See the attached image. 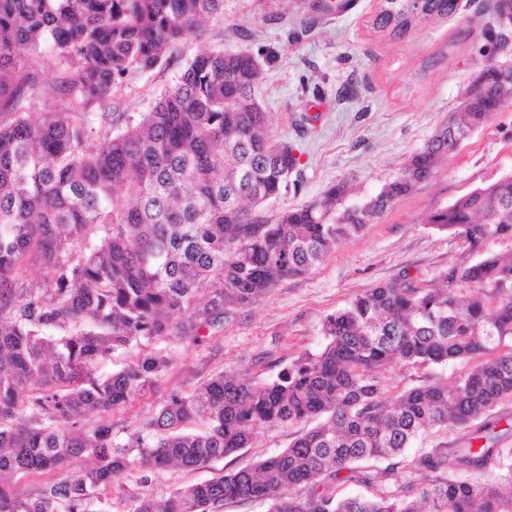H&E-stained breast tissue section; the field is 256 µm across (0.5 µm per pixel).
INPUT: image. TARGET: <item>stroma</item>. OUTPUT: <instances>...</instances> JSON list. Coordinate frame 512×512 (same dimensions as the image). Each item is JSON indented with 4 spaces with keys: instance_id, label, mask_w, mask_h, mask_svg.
Here are the masks:
<instances>
[{
    "instance_id": "1",
    "label": "stroma",
    "mask_w": 512,
    "mask_h": 512,
    "mask_svg": "<svg viewBox=\"0 0 512 512\" xmlns=\"http://www.w3.org/2000/svg\"><path fill=\"white\" fill-rule=\"evenodd\" d=\"M317 2L224 0L223 12L209 19L201 36L178 42L165 64L113 90L112 123L93 121L94 133L137 122L203 50L248 51L262 66L256 96L270 114L274 135L300 151L299 190L269 203L268 211L312 202L336 184L346 185L347 203H358L396 177L461 110L490 61L512 62V34L497 44L488 0H459L452 16L417 20L400 37L375 28L380 0H353L351 12L326 15L315 12ZM348 85L358 89V97L342 95ZM510 175L512 97L440 161L430 180L339 243L321 265L235 310L223 329L203 341L176 344L174 366L158 391L112 413L114 436L126 439L167 393H191L215 371L274 378L300 355L321 349L325 319L355 296L405 275L432 280L440 269L464 259L467 244L427 224V215ZM467 369L464 363L423 369L394 365L384 382L393 395L425 378L457 380ZM311 426L307 420L258 429L249 448L199 469L173 467L146 482L131 473L110 494L109 506L112 512H130L134 498L162 496L254 464Z\"/></svg>"
}]
</instances>
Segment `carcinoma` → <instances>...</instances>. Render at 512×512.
Masks as SVG:
<instances>
[{
  "label": "carcinoma",
  "mask_w": 512,
  "mask_h": 512,
  "mask_svg": "<svg viewBox=\"0 0 512 512\" xmlns=\"http://www.w3.org/2000/svg\"><path fill=\"white\" fill-rule=\"evenodd\" d=\"M373 24L401 36L417 16H449L458 0H385ZM224 0H0V512H109L108 492L131 471L199 468L250 446L264 426L318 418L279 453L129 512H217L260 500L267 512H512V462L484 424L463 446L413 457L419 436L465 426L512 398V253H480L512 238V175L427 217L479 259L454 288L407 275L356 296L324 322V346L275 378L217 371L190 394L171 392L127 441L113 411L154 390L173 365L168 346L198 342L283 280L322 263L341 241L429 179L448 136L480 127L502 100L473 86L456 113L373 197L341 207L347 188L268 218L300 161L274 137L249 52L209 49L140 120L88 135L113 88L199 36ZM512 25V0H493ZM51 44L60 76L41 82L31 61ZM60 112L27 115L41 97ZM30 261L52 278L16 287ZM137 348L120 369L97 366ZM468 361L454 384L422 380L389 399L384 371ZM202 421L204 429L192 424ZM482 441L479 448L474 442ZM89 459L80 472L66 464ZM384 459L383 468L369 464ZM404 471L407 480L397 482ZM471 472L469 479L457 477ZM49 475L27 491L6 478ZM372 488L340 498L338 482Z\"/></svg>",
  "instance_id": "1"
}]
</instances>
